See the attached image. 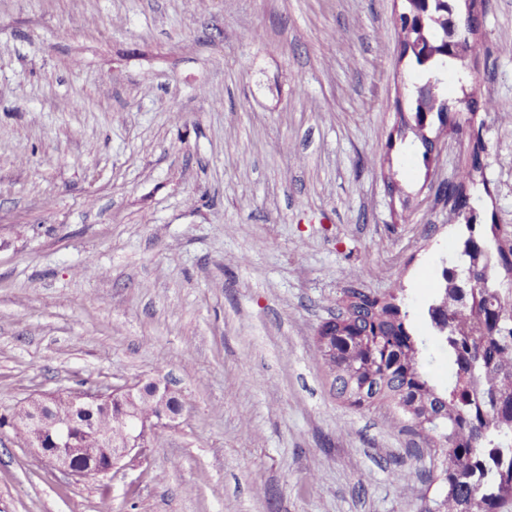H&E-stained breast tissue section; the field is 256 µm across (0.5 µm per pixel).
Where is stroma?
Wrapping results in <instances>:
<instances>
[{
    "mask_svg": "<svg viewBox=\"0 0 512 512\" xmlns=\"http://www.w3.org/2000/svg\"><path fill=\"white\" fill-rule=\"evenodd\" d=\"M445 75L449 139L386 151L423 77L397 0H0V415L157 375L181 424L77 480L0 427V512H422L440 453L336 395L315 333L395 282L426 331L466 233L438 193L479 159L512 225V0H483ZM491 109L464 108L465 94ZM395 172L407 203L390 196Z\"/></svg>",
    "mask_w": 512,
    "mask_h": 512,
    "instance_id": "1",
    "label": "stroma"
}]
</instances>
